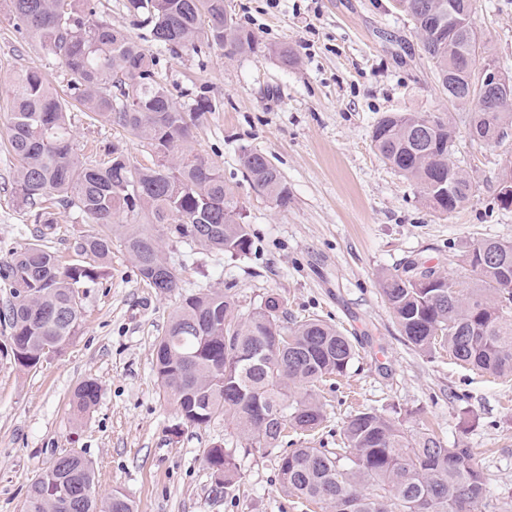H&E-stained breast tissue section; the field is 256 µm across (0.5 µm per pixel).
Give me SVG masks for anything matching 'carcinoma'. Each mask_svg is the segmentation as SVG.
Listing matches in <instances>:
<instances>
[{
  "label": "carcinoma",
  "mask_w": 512,
  "mask_h": 512,
  "mask_svg": "<svg viewBox=\"0 0 512 512\" xmlns=\"http://www.w3.org/2000/svg\"><path fill=\"white\" fill-rule=\"evenodd\" d=\"M413 22L437 80L466 76L484 44L473 24L448 21V0H400ZM143 39L176 53L207 44L224 56L256 55L258 38L229 13L224 0H126ZM17 28L47 54L62 60L69 97L34 70L16 74L7 130L17 160L14 191L33 217L30 241L0 263V286L9 289L5 319L11 353L21 369L37 366L46 351H59L74 336L81 310L74 292L94 284L99 265L120 246L140 278L160 293L178 287L151 226L175 239L232 255L252 246L234 189L224 172L192 151L193 127L209 106L179 109L156 75L155 59L127 33L97 17L93 0H10ZM79 105L91 123L101 120L147 143L158 157L137 165L109 150L86 164L75 148L71 109ZM466 115L473 139L491 143L512 125V95L474 98ZM372 141L382 159L414 181L429 206L450 215L469 200L475 181L452 160L454 129L419 112L380 119ZM243 166L253 185L276 206L290 202L288 185L264 155L246 150ZM74 209L98 230L78 244L86 260L63 266L49 250L56 209ZM469 276L442 275L436 288H420L390 274L381 290L400 334L416 350L448 349L457 361L494 376L512 375V242L483 239L461 255ZM279 302L267 299L243 317L232 298L207 291L183 300L155 345L153 370L183 425L201 427L229 416L250 445L278 451L280 486L321 505L326 512H482L487 478L468 448H450L433 433L407 434L372 410L344 421L334 448L281 447L288 429L312 431L324 420L317 383L342 375L356 355L350 339L317 318L286 325ZM99 386L80 383L74 411L97 402ZM212 492L223 495L237 476L230 450H207ZM95 470L77 453L56 458L31 484L24 512H135L114 490L94 495Z\"/></svg>",
  "instance_id": "cac0c4a2"
}]
</instances>
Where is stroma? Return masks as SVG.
Here are the masks:
<instances>
[{"mask_svg":"<svg viewBox=\"0 0 512 512\" xmlns=\"http://www.w3.org/2000/svg\"><path fill=\"white\" fill-rule=\"evenodd\" d=\"M259 39L255 56L225 58L197 42L179 54L157 46L155 72L182 111L211 106L193 130L192 149L219 165L250 226L244 256L163 241L178 286L162 295L137 274L121 247L98 283L82 289L77 336L36 368L15 366L0 320V512H23L28 489L57 457L78 452L95 469V494L121 490L136 512H322L282 492L275 455L247 445L231 419L179 424L153 371V350L183 299L209 290L232 296L239 315L267 298L295 323L319 318L348 336L356 356L344 375L317 384L324 420L292 431V448L335 447L351 413L369 409L411 432L432 429L449 446L468 448L489 479L485 512L512 498V377L471 369L442 349L424 354L400 335L380 289L385 275L418 260L463 277L460 255L483 239L512 242V208L499 207L500 178L512 167V132L495 143L471 139L464 112L448 100L411 19L392 0H224ZM473 24L501 66L512 71V0H476ZM291 47L287 67L271 54ZM34 68L65 90L61 61L14 27L0 0V262L28 239V212L13 191L16 160L6 147L14 75ZM390 112L451 119L456 163L476 189L452 215L434 212L416 184L376 151L372 131ZM75 143L87 163L97 147L116 146L135 162L149 147L106 122L72 111ZM263 153L288 184L279 208L253 187L244 151ZM93 225L59 210L50 245L63 264ZM100 387L85 415L71 407L76 386ZM230 448L237 478L227 495L211 491L207 448Z\"/></svg>","mask_w":512,"mask_h":512,"instance_id":"obj_1","label":"stroma"}]
</instances>
